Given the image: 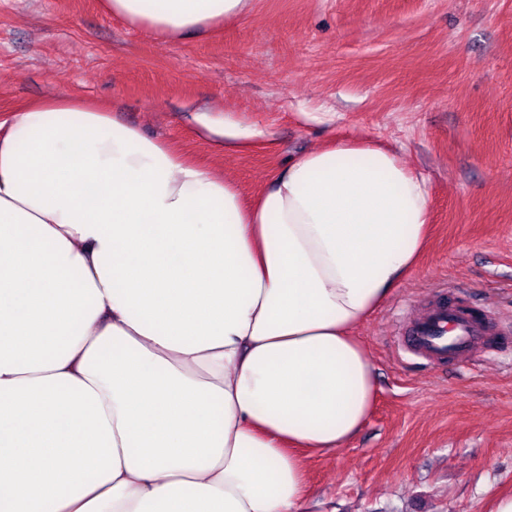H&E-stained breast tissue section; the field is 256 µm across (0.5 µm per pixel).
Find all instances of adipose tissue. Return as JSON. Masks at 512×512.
Returning <instances> with one entry per match:
<instances>
[{
  "mask_svg": "<svg viewBox=\"0 0 512 512\" xmlns=\"http://www.w3.org/2000/svg\"><path fill=\"white\" fill-rule=\"evenodd\" d=\"M177 41L250 0H100ZM424 175L370 139L253 198L65 93L0 124V512H301L364 427L356 329L416 268Z\"/></svg>",
  "mask_w": 512,
  "mask_h": 512,
  "instance_id": "ef3b65f1",
  "label": "adipose tissue"
}]
</instances>
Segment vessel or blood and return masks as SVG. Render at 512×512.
Listing matches in <instances>:
<instances>
[{
    "label": "vessel or blood",
    "mask_w": 512,
    "mask_h": 512,
    "mask_svg": "<svg viewBox=\"0 0 512 512\" xmlns=\"http://www.w3.org/2000/svg\"><path fill=\"white\" fill-rule=\"evenodd\" d=\"M490 326L468 311L438 302L413 321L402 348L432 363L470 362L474 351L485 346Z\"/></svg>",
    "instance_id": "vessel-or-blood-1"
}]
</instances>
